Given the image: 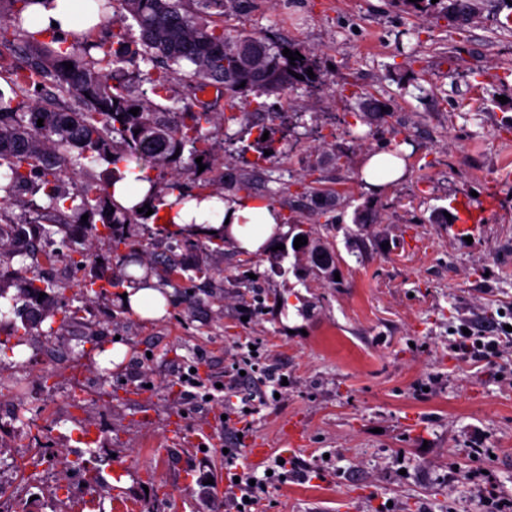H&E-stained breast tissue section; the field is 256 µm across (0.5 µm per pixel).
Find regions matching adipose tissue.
I'll return each instance as SVG.
<instances>
[{
  "mask_svg": "<svg viewBox=\"0 0 512 512\" xmlns=\"http://www.w3.org/2000/svg\"><path fill=\"white\" fill-rule=\"evenodd\" d=\"M87 3L88 0H38L29 6L28 12L36 27L45 32H85L100 23ZM407 170L404 157L389 151H374L365 156L360 174L366 187L376 190L404 179ZM117 172L115 201L125 208L148 204L152 183L145 171L130 161L119 166ZM152 221L187 235L217 233L246 255L264 252L273 239L288 230L278 207L267 200L236 193L201 201L193 198L182 203L172 194ZM134 277V283L126 288L127 312L146 321L167 316L172 302L170 288L157 282L142 286L144 273L140 270Z\"/></svg>",
  "mask_w": 512,
  "mask_h": 512,
  "instance_id": "adipose-tissue-1",
  "label": "adipose tissue"
}]
</instances>
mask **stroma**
I'll return each instance as SVG.
<instances>
[{"mask_svg":"<svg viewBox=\"0 0 512 512\" xmlns=\"http://www.w3.org/2000/svg\"><path fill=\"white\" fill-rule=\"evenodd\" d=\"M224 28L327 69L324 86L266 96L251 126L212 131L224 171L330 243L340 279L184 248L213 274L173 288L169 316L137 319L113 288L82 326L49 318L21 340L26 261H0V512H119L117 489L120 512H234L233 431L256 475L296 464L256 512H512V0L453 25L403 0H251ZM398 149L407 177L366 189L363 157ZM467 197L463 232L447 214ZM465 325L494 347L463 346ZM116 343L123 363L101 365ZM270 369L287 383L257 401ZM234 377L240 395L216 396Z\"/></svg>","mask_w":512,"mask_h":512,"instance_id":"obj_1","label":"stroma"}]
</instances>
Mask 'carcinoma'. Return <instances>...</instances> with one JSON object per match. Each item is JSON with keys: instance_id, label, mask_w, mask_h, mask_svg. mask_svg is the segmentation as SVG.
<instances>
[{"instance_id": "obj_1", "label": "carcinoma", "mask_w": 512, "mask_h": 512, "mask_svg": "<svg viewBox=\"0 0 512 512\" xmlns=\"http://www.w3.org/2000/svg\"><path fill=\"white\" fill-rule=\"evenodd\" d=\"M237 8L248 0H122L128 17L138 29V38L126 40L122 30L112 32L123 53L113 50L111 42L88 33L78 41L67 42L42 31L32 30L26 13L38 0H0V69L7 75L9 93L0 90V257L13 249V238L30 232L45 238L60 236L68 242L72 225L82 223L88 215V228L103 231L94 240L108 242L109 250L134 246L127 226L145 219V213L128 210L112 196L110 177L101 182L88 178L83 160L110 159L116 166L127 159L143 169L176 172L189 156L191 165L202 158L206 169L224 181V172L215 153V143L204 127L212 124L211 113L195 111L191 105L173 112L170 108L138 94L124 82H114L116 65L127 60L141 61L157 70L152 93L163 100L171 99V82L182 88L185 96H197L206 88L224 89V125L244 123L251 105L265 109V103L250 98V93L277 94L298 86L318 87L325 84L320 62L307 53L291 61L284 49L299 47L280 43L266 35L224 33V8L227 2ZM478 8L477 0H448L441 7L443 17L457 22ZM73 63L65 69L64 63ZM314 78H309L307 69ZM299 77H294V74ZM50 86V101L31 98L40 93L37 86ZM132 108L138 114L129 113ZM43 126H37L38 119ZM82 174L83 181L73 192L61 189L64 177ZM155 187L153 211L165 203V196L177 193L198 199L215 192L206 183L191 188L179 179ZM25 192L42 193L44 204L35 205L34 216L16 218L12 208L22 203ZM290 230L272 246L283 250L268 251L271 271L281 272V262L289 253L304 255L312 267L315 253L325 249L311 233L301 228L298 219L288 220ZM304 236L307 244L294 248V240ZM90 249L72 248L63 255L71 266L81 270L90 260ZM162 281L171 283L184 278L186 268L176 262L161 260ZM126 276L113 273L95 274L84 281L81 298L106 293L108 288L123 286ZM56 284L37 274L21 278L17 308L21 330L28 335L47 317L62 313L61 324L75 325L85 306L53 304ZM44 298H39V294Z\"/></svg>"}]
</instances>
